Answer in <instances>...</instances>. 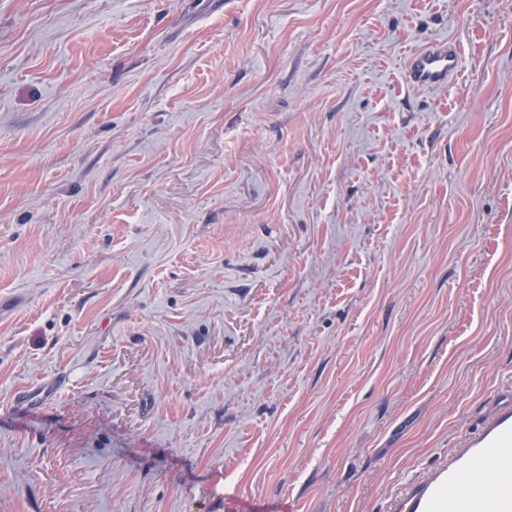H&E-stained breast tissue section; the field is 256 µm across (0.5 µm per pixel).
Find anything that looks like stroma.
Instances as JSON below:
<instances>
[{"instance_id":"1","label":"stroma","mask_w":512,"mask_h":512,"mask_svg":"<svg viewBox=\"0 0 512 512\" xmlns=\"http://www.w3.org/2000/svg\"><path fill=\"white\" fill-rule=\"evenodd\" d=\"M510 386L512 0H0V512H388ZM460 50L448 40L434 41L406 61L405 75L410 86L434 90L443 88L453 79L460 67Z\"/></svg>"}]
</instances>
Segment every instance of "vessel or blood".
Masks as SVG:
<instances>
[{
	"instance_id": "vessel-or-blood-1",
	"label": "vessel or blood",
	"mask_w": 512,
	"mask_h": 512,
	"mask_svg": "<svg viewBox=\"0 0 512 512\" xmlns=\"http://www.w3.org/2000/svg\"><path fill=\"white\" fill-rule=\"evenodd\" d=\"M460 50L445 40L432 42L406 61L410 86L434 90L445 87L460 67ZM480 476L460 505V512H512V397L488 413L480 429L463 436L448 454L446 464L428 479L396 497L390 512H437L456 494L461 479Z\"/></svg>"
}]
</instances>
